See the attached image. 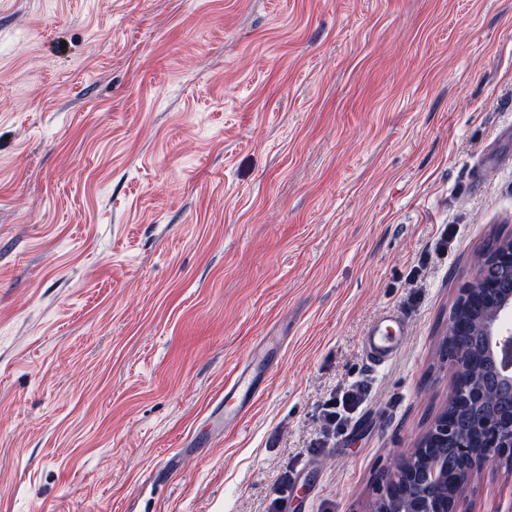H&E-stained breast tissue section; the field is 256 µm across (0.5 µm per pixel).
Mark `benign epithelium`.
I'll list each match as a JSON object with an SVG mask.
<instances>
[{"mask_svg": "<svg viewBox=\"0 0 512 512\" xmlns=\"http://www.w3.org/2000/svg\"><path fill=\"white\" fill-rule=\"evenodd\" d=\"M478 305L483 314L467 324L453 315L448 320L446 344L442 357L448 363L452 389L448 403L465 408L476 433V441L460 440L456 425L440 414L409 456L395 459L389 471L402 479L404 492L397 497L380 491L370 512H459L460 503L472 488L473 476L488 465H512V408L501 414L486 409L487 393L475 382L463 385L459 378L471 364L473 348L454 340L469 336L478 342L490 357L496 380L512 393V239L502 241L496 249L478 256L471 282L460 289L457 309ZM439 443L451 444L454 452L466 463L464 477L457 480L450 494L437 496L430 478L437 477V466L432 474H424L414 467V459H431L433 448Z\"/></svg>", "mask_w": 512, "mask_h": 512, "instance_id": "benign-epithelium-1", "label": "benign epithelium"}]
</instances>
